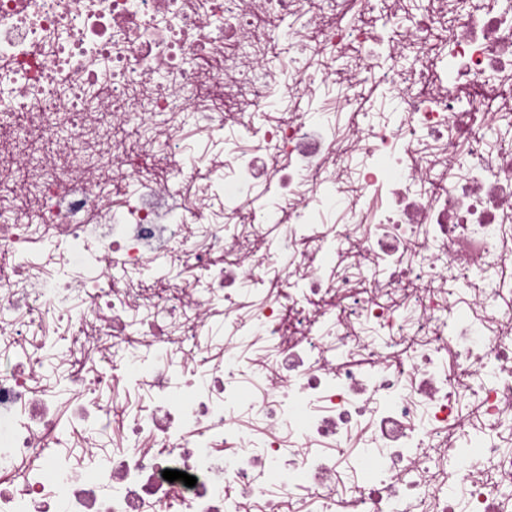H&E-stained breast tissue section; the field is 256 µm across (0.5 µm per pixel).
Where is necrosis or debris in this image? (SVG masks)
Wrapping results in <instances>:
<instances>
[{"mask_svg": "<svg viewBox=\"0 0 512 512\" xmlns=\"http://www.w3.org/2000/svg\"><path fill=\"white\" fill-rule=\"evenodd\" d=\"M392 2L406 28L388 40L372 0H333L328 12L309 0H0V87L11 92L0 203L15 210L0 224V263H12L0 270V512H278L272 485L301 512H457L434 475L448 459L467 512H512V151L473 147L459 160L480 128L512 126V0L489 11ZM275 32L348 58L405 109L366 126L352 121L355 100L321 110L306 61L285 73L269 64ZM186 109L202 140L233 128L240 189L197 179L176 133ZM352 151L363 163L351 185L337 164ZM281 196L293 201L284 213L271 205ZM338 205L351 221L326 226ZM241 218L283 233L249 246L227 232ZM348 236L356 254L336 249ZM174 240L206 289L126 278ZM284 252L299 269L270 283L265 269ZM357 262L381 282L361 285ZM142 306L152 317L138 340L157 362H110ZM217 319L227 340L216 351L206 339ZM53 325L72 346L97 345L69 375L64 416L36 383ZM252 343L272 358L257 395L239 382V347ZM175 349L209 380L169 361ZM140 388L149 405L115 416ZM244 407L265 430L240 426ZM93 423L123 451L87 468L60 445ZM284 427L304 457L287 452ZM361 429L384 453L355 457L346 491L342 453ZM476 448L490 462L481 472L464 463ZM167 469L196 485L165 480Z\"/></svg>", "mask_w": 512, "mask_h": 512, "instance_id": "1", "label": "necrosis or debris"}]
</instances>
